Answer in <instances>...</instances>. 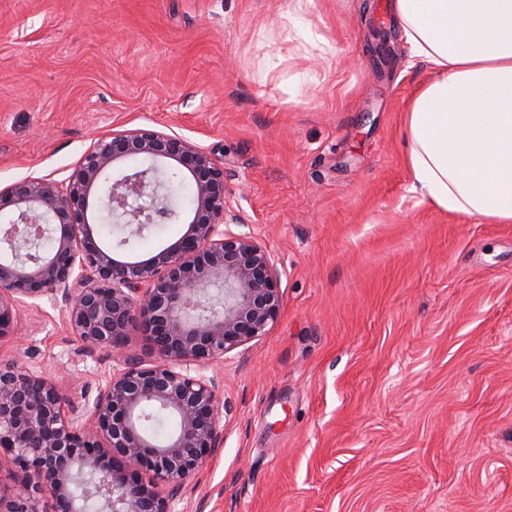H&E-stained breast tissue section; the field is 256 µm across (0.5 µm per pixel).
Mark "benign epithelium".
<instances>
[{"instance_id":"benign-epithelium-1","label":"benign epithelium","mask_w":512,"mask_h":512,"mask_svg":"<svg viewBox=\"0 0 512 512\" xmlns=\"http://www.w3.org/2000/svg\"><path fill=\"white\" fill-rule=\"evenodd\" d=\"M143 157L145 170L109 172ZM189 176L196 197L186 232L142 261H122L94 235L96 208L140 232L181 214L164 202L161 175ZM151 211L131 210L141 196ZM224 161L175 132L137 128L100 138L61 181L27 177L0 188V342L14 336L19 307L46 298L87 352L120 353L123 366L93 401L66 397L47 376L0 362V512H83L78 488L95 491L97 512H173L183 485L223 442L219 383L204 369L267 335L282 288L276 256L244 222ZM49 235L52 248L33 253ZM150 336L145 364L121 349L133 331ZM156 408L177 420L157 442L142 431Z\"/></svg>"}]
</instances>
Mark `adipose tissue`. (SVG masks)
I'll use <instances>...</instances> for the list:
<instances>
[{"label": "adipose tissue", "instance_id": "1", "mask_svg": "<svg viewBox=\"0 0 512 512\" xmlns=\"http://www.w3.org/2000/svg\"><path fill=\"white\" fill-rule=\"evenodd\" d=\"M432 77L404 116L412 189L436 208L512 223V0H392Z\"/></svg>", "mask_w": 512, "mask_h": 512}]
</instances>
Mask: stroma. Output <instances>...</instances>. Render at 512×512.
Listing matches in <instances>:
<instances>
[{"mask_svg":"<svg viewBox=\"0 0 512 512\" xmlns=\"http://www.w3.org/2000/svg\"><path fill=\"white\" fill-rule=\"evenodd\" d=\"M0 0V187L63 180L103 135L223 159L275 254L267 336L227 354L232 413L174 512H512V223L411 189L403 118L431 76L391 0ZM144 260L173 222L121 247ZM96 396L118 369L47 300L0 360Z\"/></svg>","mask_w":512,"mask_h":512,"instance_id":"35a3bbf8","label":"stroma"}]
</instances>
